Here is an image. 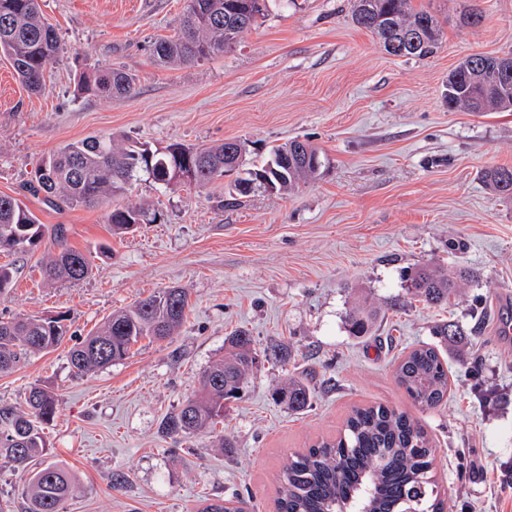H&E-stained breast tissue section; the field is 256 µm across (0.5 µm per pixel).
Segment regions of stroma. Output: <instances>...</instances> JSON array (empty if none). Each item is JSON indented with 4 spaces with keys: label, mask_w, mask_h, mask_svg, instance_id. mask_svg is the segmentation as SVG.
Returning a JSON list of instances; mask_svg holds the SVG:
<instances>
[{
    "label": "stroma",
    "mask_w": 512,
    "mask_h": 512,
    "mask_svg": "<svg viewBox=\"0 0 512 512\" xmlns=\"http://www.w3.org/2000/svg\"><path fill=\"white\" fill-rule=\"evenodd\" d=\"M412 5L443 27L425 59L387 54L353 22L350 0H268L232 49L170 67L155 63L152 46L174 35L186 0H43L62 42L43 91L29 93L0 56V194L20 198L47 226L63 225L66 244L93 264L81 281L51 284L41 264L52 240L26 256L0 254L15 272L0 319L67 320L60 346L0 375L2 406L25 408L34 384L58 399L45 435L48 462L74 476L66 512H199L204 500L235 494L247 512H275L291 452L336 435L351 406L378 403L431 437L448 512H512V337L496 331L503 303L512 304V199L482 180L489 167L512 166V112L452 110L444 98L465 57L512 53V0H487L475 26L462 21L469 0ZM97 66L133 73L134 93H80V75ZM95 134L160 150L240 139L250 163L300 138L324 165L293 191L237 201L226 177L167 189L141 177L121 202L158 219L118 236L107 205H53L35 190L45 158ZM103 244L110 256L99 255ZM424 264L462 266L476 279L447 307L385 309ZM171 287L190 297L175 336L73 373L76 343L113 312ZM360 298L382 312L373 335L355 338L345 316ZM448 319L478 326L474 356L449 357L448 403L424 410L395 368ZM238 328L253 337L258 363L223 425L163 434V420L194 396ZM279 343L290 353L283 366L266 358ZM291 375L313 391L300 413L274 399ZM117 473L123 485H114Z\"/></svg>",
    "instance_id": "35a3bbf8"
}]
</instances>
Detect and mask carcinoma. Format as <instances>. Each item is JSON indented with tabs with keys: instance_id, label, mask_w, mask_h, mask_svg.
<instances>
[{
	"instance_id": "cac0c4a2",
	"label": "carcinoma",
	"mask_w": 512,
	"mask_h": 512,
	"mask_svg": "<svg viewBox=\"0 0 512 512\" xmlns=\"http://www.w3.org/2000/svg\"><path fill=\"white\" fill-rule=\"evenodd\" d=\"M265 9L266 0H187L176 35L154 44V59L166 65L222 54L229 43L238 42L257 24ZM351 13L354 22L374 34L386 51L403 34L418 32L417 42L402 53L406 58H425L441 43L439 19L429 11L414 9L412 0H351ZM60 45L40 0H0V54L28 91L41 92L46 68ZM135 84V77L124 70L97 68L82 77L80 90L104 98L122 97ZM447 90L450 109L512 110V55L468 56L448 74ZM246 153V143L237 139L202 149L176 143L159 151L124 144L112 136H89L43 161L37 190L51 203L59 199L71 207H93L121 195L143 174L167 188L180 182L176 170L190 167L193 184L198 186L220 179L227 171H238L232 193L247 197L264 189L258 183L260 177L268 179L272 192L290 191L315 178L322 166L319 152L306 141L276 145L267 159L247 168ZM484 181L497 194L512 195V167H491L484 172ZM155 220L156 216L142 209L121 205L113 206L107 215L115 234ZM50 234L59 251L44 264V278L50 282L85 279L92 270L90 259L63 245L61 229L49 230L20 199L0 195L1 252L32 253ZM471 278L473 272L466 269L443 273L422 268L412 276L409 292L427 305H446ZM187 308L183 290L164 288L112 315L69 350L73 372L84 376L124 359L142 337L171 336L182 325ZM377 315L378 309L371 305L355 308L348 317L349 333L371 335ZM67 332L61 316L0 320V374L13 371L32 354L58 347ZM431 335L436 337L434 342L411 348L395 370L400 388L422 409L446 404L448 348L463 353L468 331L457 322H441ZM225 343L224 356L200 376L197 394L166 417V435L185 436L212 428L224 419L226 403L239 398L256 364L253 341L239 330ZM275 396L296 411L306 409L311 398L308 386L292 377ZM26 403V411L0 406V464L23 478L25 512H65L73 491L71 473L52 463L32 466L46 451L44 426L55 417L57 399L35 384L29 388ZM434 455L427 434L406 413L384 405L354 406L338 436L323 437L291 454L277 478V512H340L357 500L366 483L373 489L364 504L369 512H443V503L434 497Z\"/></svg>"
}]
</instances>
